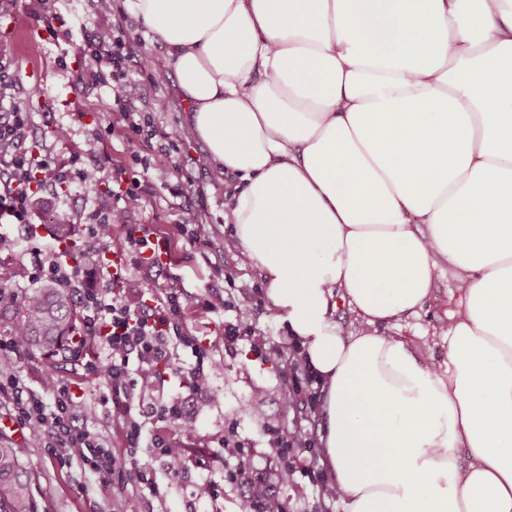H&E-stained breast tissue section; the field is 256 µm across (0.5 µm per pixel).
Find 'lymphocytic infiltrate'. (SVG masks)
I'll list each match as a JSON object with an SVG mask.
<instances>
[{
  "instance_id": "1",
  "label": "lymphocytic infiltrate",
  "mask_w": 512,
  "mask_h": 512,
  "mask_svg": "<svg viewBox=\"0 0 512 512\" xmlns=\"http://www.w3.org/2000/svg\"><path fill=\"white\" fill-rule=\"evenodd\" d=\"M72 47L76 53L91 55V65L81 77L86 84L100 85L107 78L123 77L138 64L114 40L112 26L106 21L96 22ZM29 132L26 113L14 111L0 116V215L11 216L27 227L24 244L37 257L31 281L51 279L75 297L81 321L68 354L84 376L103 380L113 403L122 407L124 452L115 455L94 429L79 422L76 383L54 372L41 374V393H34L24 384L16 365L27 347L22 336L14 332L0 335V399L8 402L16 426L31 443L51 436L60 466L77 461L100 486L118 483L162 498L165 491L156 481L151 463L144 460L142 448L150 446L153 456L174 461L182 442L193 440L197 434L196 422L186 409L207 403L210 380L222 370L223 362L210 353L203 340L187 331L181 289L168 285L160 295L149 298L144 289L122 282L126 265L143 262L154 268L162 264L163 247L151 229L130 221V214L142 197L140 182H133L122 201L113 202L106 212L97 214L94 223L83 225L89 248L82 261L63 262L53 241L39 234L30 217L32 174L62 183L75 178L93 194L99 190L101 176L94 165L73 173L49 157L23 152ZM116 226L124 231L119 243L112 240ZM111 249L116 251L119 263L108 269L102 267L100 255ZM90 339L104 346L105 360L91 359L85 353L83 343ZM175 345L182 346L192 359L188 377L180 383L182 396L153 404L147 410L136 406L138 385L152 383L170 368L171 348ZM150 418L173 425L178 438L158 435L146 439V421ZM266 434L268 446L278 451L274 464L266 469L247 466L245 460L251 456V448L238 441H223L214 452L221 461V475L200 479L195 487L196 498H218L224 483L230 482L243 488V512H288L290 499L280 496V488L290 489L292 499L301 500L308 497L310 489L321 486L319 455L309 452V438L275 424L267 425Z\"/></svg>"
}]
</instances>
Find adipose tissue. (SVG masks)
<instances>
[{
	"label": "adipose tissue",
	"instance_id": "adipose-tissue-1",
	"mask_svg": "<svg viewBox=\"0 0 512 512\" xmlns=\"http://www.w3.org/2000/svg\"><path fill=\"white\" fill-rule=\"evenodd\" d=\"M124 6L236 180L224 221L322 385L344 512H512V0ZM443 276L438 368L378 328Z\"/></svg>",
	"mask_w": 512,
	"mask_h": 512
}]
</instances>
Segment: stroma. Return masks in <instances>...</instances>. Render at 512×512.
Here are the masks:
<instances>
[{
    "mask_svg": "<svg viewBox=\"0 0 512 512\" xmlns=\"http://www.w3.org/2000/svg\"><path fill=\"white\" fill-rule=\"evenodd\" d=\"M50 9L38 13L35 0H0V110L27 113L30 137L26 150L59 159L79 168L98 164L104 171L126 169L129 177L149 181L145 200L132 213L137 224L152 225L163 248V265L147 273L131 267L129 284L142 288L175 284L184 293V322L197 336L209 339L224 369L210 384L213 402L196 412L198 435L179 471L161 460L153 468L159 483L168 485L165 500L132 493L128 512H238L240 488L225 484L220 497L199 501L195 484L203 475L219 474L221 465L211 453L227 430L248 442L260 458L274 457L266 445L264 428L278 423L284 428L302 427L308 437L319 439L322 421L319 411L306 408L303 401L286 404L275 397L256 402L257 390L293 387L292 342L284 323L272 312L266 288L256 268L239 263L232 226L224 222V209L233 193L232 183H218L208 164L205 145L192 136L184 123V107L171 90L170 78H154L149 69H136L120 80L91 86L82 84L81 74L89 61L74 55L71 42L94 19L111 22L114 36L135 57L160 54V46H148L141 27L124 11L121 0H104L100 14H92L88 0H49ZM39 64L51 74L54 85L46 90L28 77L31 64ZM69 95V105L55 101V93ZM133 108L148 113L158 131L175 133L170 151L162 152L156 141L140 139L128 144L122 114ZM181 168L193 182L195 191L176 199L162 185L154 183L156 172ZM116 186L105 183L99 196H86L75 183L47 186L50 210L43 219L45 233H54L56 215L66 214L72 224L88 223L96 209L111 206ZM194 215L201 236L209 246L191 244L182 225L186 215ZM229 296L239 307L252 310V327L268 338L267 358H255L249 342L237 351H225L222 333L224 313H211L196 305L198 294L209 288ZM454 284L438 279L432 295L418 316L381 326L385 335L403 341L421 360L439 366L448 352L430 342V335L446 329L455 308ZM59 372L79 384L84 392L79 410L109 447L122 449L124 435L120 411L108 402L104 384L83 377L65 357H58ZM19 456L32 481L39 512H106V499L113 488H102L88 479L81 467H60L44 449L29 442L18 445Z\"/></svg>",
    "mask_w": 512,
    "mask_h": 512,
    "instance_id": "1",
    "label": "stroma"
}]
</instances>
